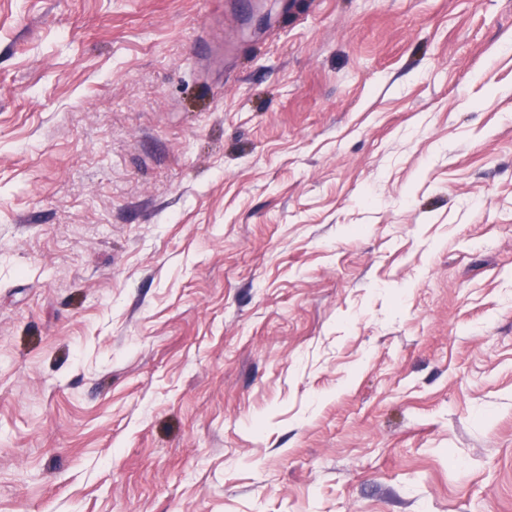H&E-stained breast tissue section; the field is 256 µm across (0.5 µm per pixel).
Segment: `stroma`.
Masks as SVG:
<instances>
[{
	"instance_id": "1",
	"label": "stroma",
	"mask_w": 512,
	"mask_h": 512,
	"mask_svg": "<svg viewBox=\"0 0 512 512\" xmlns=\"http://www.w3.org/2000/svg\"><path fill=\"white\" fill-rule=\"evenodd\" d=\"M0 512H512V0H0Z\"/></svg>"
}]
</instances>
